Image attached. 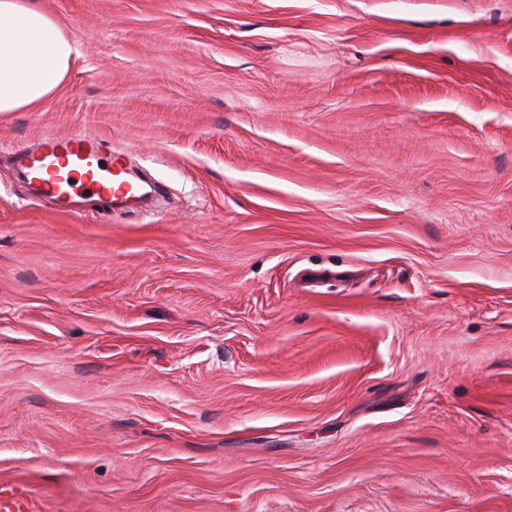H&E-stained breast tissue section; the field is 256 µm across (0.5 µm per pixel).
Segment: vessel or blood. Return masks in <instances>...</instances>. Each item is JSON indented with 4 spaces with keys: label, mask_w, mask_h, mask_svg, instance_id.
I'll return each instance as SVG.
<instances>
[{
    "label": "vessel or blood",
    "mask_w": 512,
    "mask_h": 512,
    "mask_svg": "<svg viewBox=\"0 0 512 512\" xmlns=\"http://www.w3.org/2000/svg\"><path fill=\"white\" fill-rule=\"evenodd\" d=\"M19 159L40 196L62 208H70L79 195L128 202L136 199L134 185L123 177L121 153H106L97 139L74 133L49 137L23 149ZM0 512H31L26 495L0 489Z\"/></svg>",
    "instance_id": "vessel-or-blood-1"
}]
</instances>
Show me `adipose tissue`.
I'll list each match as a JSON object with an SVG mask.
<instances>
[{"label": "adipose tissue", "mask_w": 512, "mask_h": 512, "mask_svg": "<svg viewBox=\"0 0 512 512\" xmlns=\"http://www.w3.org/2000/svg\"><path fill=\"white\" fill-rule=\"evenodd\" d=\"M80 55L54 18L30 0H0V113L38 107Z\"/></svg>", "instance_id": "ef3b65f1"}]
</instances>
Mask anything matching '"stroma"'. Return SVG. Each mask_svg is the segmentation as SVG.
<instances>
[{
	"label": "stroma",
	"instance_id": "1",
	"mask_svg": "<svg viewBox=\"0 0 512 512\" xmlns=\"http://www.w3.org/2000/svg\"><path fill=\"white\" fill-rule=\"evenodd\" d=\"M0 114V486L36 512H512V0H34ZM83 133L147 206L35 198ZM80 56L54 18L30 0H0V113L38 107Z\"/></svg>",
	"mask_w": 512,
	"mask_h": 512
}]
</instances>
